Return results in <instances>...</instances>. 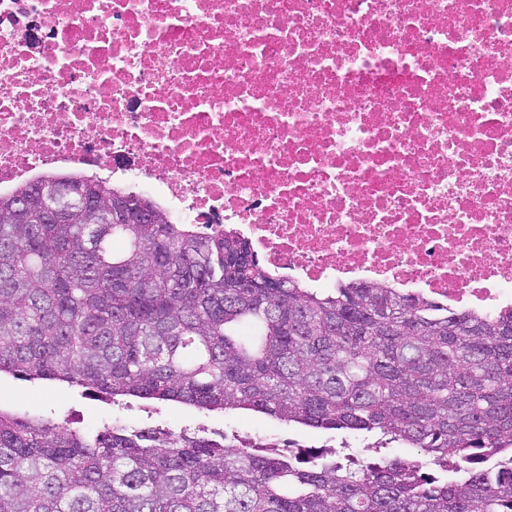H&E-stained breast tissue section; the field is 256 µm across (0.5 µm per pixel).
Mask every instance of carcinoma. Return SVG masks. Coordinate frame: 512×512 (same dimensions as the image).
<instances>
[{"label": "carcinoma", "mask_w": 512, "mask_h": 512, "mask_svg": "<svg viewBox=\"0 0 512 512\" xmlns=\"http://www.w3.org/2000/svg\"><path fill=\"white\" fill-rule=\"evenodd\" d=\"M74 185L133 208L112 224L41 209ZM2 374L381 440L371 460L304 462L226 434L91 431L0 407V512H512V308L301 288L239 234L174 224L96 176L0 193Z\"/></svg>", "instance_id": "obj_1"}]
</instances>
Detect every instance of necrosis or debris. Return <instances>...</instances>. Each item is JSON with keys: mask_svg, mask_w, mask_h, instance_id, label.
<instances>
[{"mask_svg": "<svg viewBox=\"0 0 512 512\" xmlns=\"http://www.w3.org/2000/svg\"><path fill=\"white\" fill-rule=\"evenodd\" d=\"M62 167L304 288L512 307V0H0V190Z\"/></svg>", "mask_w": 512, "mask_h": 512, "instance_id": "1", "label": "necrosis or debris"}]
</instances>
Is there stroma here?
I'll return each instance as SVG.
<instances>
[{"mask_svg":"<svg viewBox=\"0 0 512 512\" xmlns=\"http://www.w3.org/2000/svg\"><path fill=\"white\" fill-rule=\"evenodd\" d=\"M0 404L21 414L65 418L95 429L118 421L142 427L163 425L191 433L200 430L211 437L219 433L234 434L243 440L266 437L274 439L280 447L292 443L305 450L337 449L345 442L333 433L302 429L251 411L200 413L164 403L154 409L132 399L112 403L79 388L31 384L8 376L0 377Z\"/></svg>","mask_w":512,"mask_h":512,"instance_id":"stroma-1","label":"stroma"}]
</instances>
